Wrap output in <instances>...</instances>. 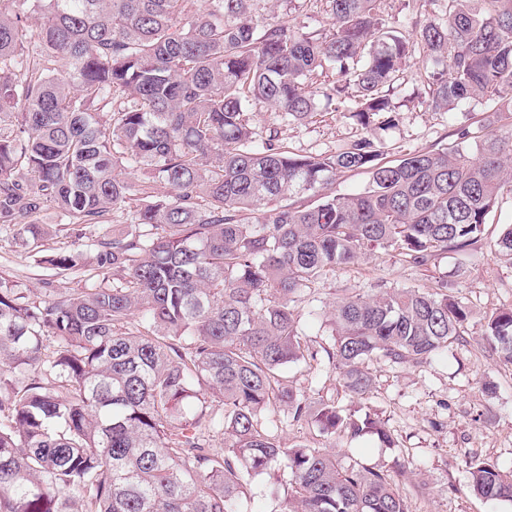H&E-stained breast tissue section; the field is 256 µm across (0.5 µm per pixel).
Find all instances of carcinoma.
Wrapping results in <instances>:
<instances>
[{"label": "carcinoma", "mask_w": 512, "mask_h": 512, "mask_svg": "<svg viewBox=\"0 0 512 512\" xmlns=\"http://www.w3.org/2000/svg\"><path fill=\"white\" fill-rule=\"evenodd\" d=\"M437 1L444 24L426 17ZM260 2L13 0L0 13V226L26 248L51 205L72 226L126 211L92 256H41L60 274L90 259L112 284L30 296L0 277V512H246L259 478L276 512H409L384 474L286 446L259 416L278 406L323 436L392 445L371 415L283 383L281 368L305 360L294 303L372 250L424 265L482 240L512 191V131L464 128L395 164L380 163L374 132L395 126L392 94L418 47L446 65L430 111L495 97V121L511 124L512 0H412L408 29L386 24L384 0H313L332 23L318 37ZM28 14L42 19L35 36ZM350 89L360 131L336 152L255 144L254 103L302 122L320 96L339 111ZM349 171L369 175L362 191L324 192ZM308 191L313 206L266 209ZM492 251L512 262V224ZM470 314L442 286L381 285L308 311L354 397L372 387L370 364L430 361ZM485 340L512 365V307L486 316ZM469 487L512 501V471L473 459Z\"/></svg>", "instance_id": "obj_1"}]
</instances>
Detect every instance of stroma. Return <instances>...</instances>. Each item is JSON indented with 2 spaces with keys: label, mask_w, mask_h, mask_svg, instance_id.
<instances>
[{
  "label": "stroma",
  "mask_w": 512,
  "mask_h": 512,
  "mask_svg": "<svg viewBox=\"0 0 512 512\" xmlns=\"http://www.w3.org/2000/svg\"><path fill=\"white\" fill-rule=\"evenodd\" d=\"M273 10L290 23L315 33L331 28L329 18L308 0H276ZM405 80L395 97L399 118L383 131L387 149L383 162L391 163L415 151L436 150L454 144L461 127L491 123L493 102L472 100L450 112L429 111L425 88L437 63L423 53L408 62ZM253 126L259 140H274L288 150L308 156L326 155L347 142L355 128L335 112H323L298 123L270 106L253 105ZM512 223V193L504 192L486 226L481 245L472 251L466 273L455 276L457 259L447 253L415 266L394 252L378 251L355 265L326 273L313 290L315 299L329 304L356 294L389 287L432 289L441 282L471 310L468 330L459 343L440 358L422 364L372 363L371 391L364 398L344 392L340 378L323 351L328 336L307 315V303H297L302 341L314 359L288 364L283 377L293 388L313 399H334L337 406L372 414L384 421L393 444L385 446L372 434L319 436L311 425L288 421L283 410L267 414L264 425H277L281 443H305L335 453L341 464L359 462L393 480L408 498L410 512H512V502L485 500L468 489L467 462L479 457L512 470V367L488 351L484 340L486 315L512 306V263L491 251L501 225ZM38 247H17L12 233L0 229V277L19 282L30 294H42L45 283L60 289L82 287L94 277L93 268L61 276L40 260ZM493 383L494 394L484 393L482 382Z\"/></svg>",
  "instance_id": "obj_1"
}]
</instances>
